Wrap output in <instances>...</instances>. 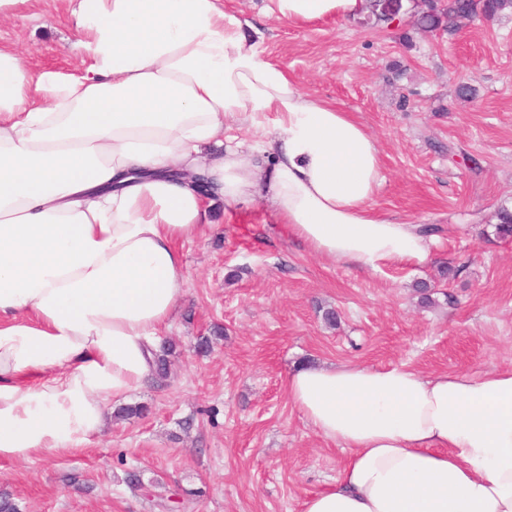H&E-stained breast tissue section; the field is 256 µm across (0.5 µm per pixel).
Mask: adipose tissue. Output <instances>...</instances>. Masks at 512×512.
<instances>
[{
  "instance_id": "1",
  "label": "adipose tissue",
  "mask_w": 512,
  "mask_h": 512,
  "mask_svg": "<svg viewBox=\"0 0 512 512\" xmlns=\"http://www.w3.org/2000/svg\"><path fill=\"white\" fill-rule=\"evenodd\" d=\"M77 74L31 72L0 46V458L78 450L151 375L173 319L179 242L214 201L262 199L317 256L425 263L433 237L372 202L380 151L349 113L264 58L223 0H65ZM368 0H265L292 24ZM275 115L267 124V115ZM260 132L250 148L224 122ZM304 420L347 450L305 512H512V368L425 375L304 365Z\"/></svg>"
}]
</instances>
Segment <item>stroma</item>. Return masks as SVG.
Here are the masks:
<instances>
[{"label":"stroma","mask_w":512,"mask_h":512,"mask_svg":"<svg viewBox=\"0 0 512 512\" xmlns=\"http://www.w3.org/2000/svg\"><path fill=\"white\" fill-rule=\"evenodd\" d=\"M264 4L224 0L261 30L263 57L374 136L384 175L374 207L433 225L431 255L376 272L334 265L262 200L209 214L205 236L181 248L185 283L161 334L168 380L109 402L84 450L0 458V492L19 512H303L347 453L290 403L297 367L407 364L430 375L512 364V239L494 232L497 211L512 208V15L450 34L417 28L411 0L399 19L366 25L289 24L265 17ZM77 40L53 0H25L0 23V44L34 71L73 72ZM463 83L476 100L458 97ZM419 281L433 285L431 304ZM126 405L142 415L119 417Z\"/></svg>","instance_id":"obj_1"}]
</instances>
